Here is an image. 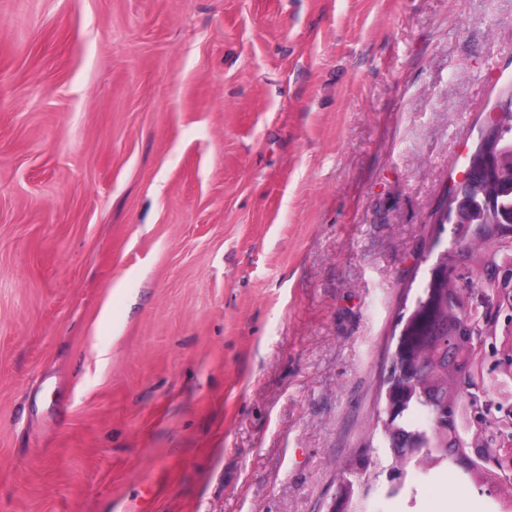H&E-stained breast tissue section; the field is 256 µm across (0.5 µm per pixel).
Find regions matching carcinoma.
Wrapping results in <instances>:
<instances>
[{"label":"carcinoma","instance_id":"carcinoma-1","mask_svg":"<svg viewBox=\"0 0 512 512\" xmlns=\"http://www.w3.org/2000/svg\"><path fill=\"white\" fill-rule=\"evenodd\" d=\"M499 128L500 175H475L448 204V247L436 253L407 316L426 331L399 339L393 356L402 371L387 377L381 389L378 426L387 453L361 456L349 473L354 512H366L371 473L378 469L395 475L389 493L396 495L411 469L466 462L464 474L471 480L482 465L476 454L492 448V425L466 424L462 413L468 400L494 395L496 382L484 374L480 347L495 343L497 326L491 321L478 332L471 329V315L460 297L463 289L451 287L445 272L465 269L484 290L512 285L499 274L504 246L512 241V112Z\"/></svg>","mask_w":512,"mask_h":512}]
</instances>
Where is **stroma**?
<instances>
[{"mask_svg": "<svg viewBox=\"0 0 512 512\" xmlns=\"http://www.w3.org/2000/svg\"><path fill=\"white\" fill-rule=\"evenodd\" d=\"M510 73L512 0H0V512H326Z\"/></svg>", "mask_w": 512, "mask_h": 512, "instance_id": "stroma-1", "label": "stroma"}]
</instances>
